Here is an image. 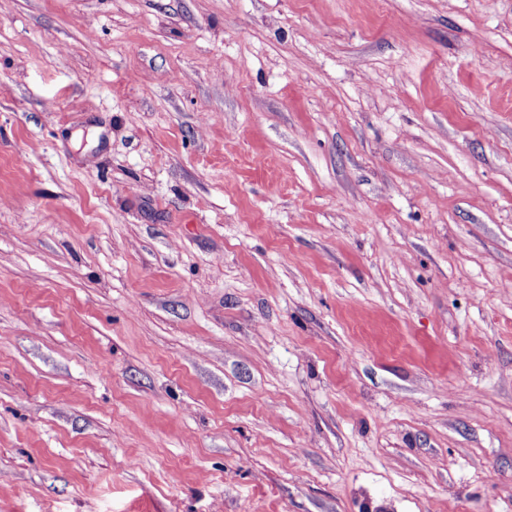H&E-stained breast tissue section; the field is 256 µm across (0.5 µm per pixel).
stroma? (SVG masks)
<instances>
[{"mask_svg": "<svg viewBox=\"0 0 512 512\" xmlns=\"http://www.w3.org/2000/svg\"><path fill=\"white\" fill-rule=\"evenodd\" d=\"M0 512H512V0H0Z\"/></svg>", "mask_w": 512, "mask_h": 512, "instance_id": "1", "label": "stroma"}]
</instances>
